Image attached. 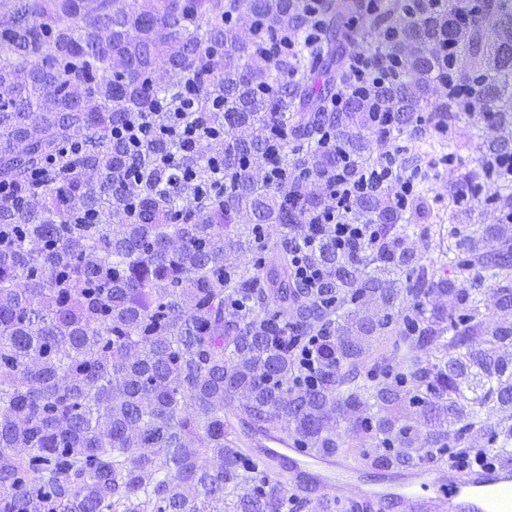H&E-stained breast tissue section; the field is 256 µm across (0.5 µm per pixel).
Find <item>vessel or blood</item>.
Listing matches in <instances>:
<instances>
[{"instance_id": "1", "label": "vessel or blood", "mask_w": 512, "mask_h": 512, "mask_svg": "<svg viewBox=\"0 0 512 512\" xmlns=\"http://www.w3.org/2000/svg\"><path fill=\"white\" fill-rule=\"evenodd\" d=\"M253 457L264 469L283 460L297 462L319 496L340 505L357 497L397 512H512V469L497 465L461 470L449 463L422 462L409 470L390 471L366 488L358 482L362 461L341 454L314 455L283 434L263 440Z\"/></svg>"}]
</instances>
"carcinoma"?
<instances>
[{
    "label": "carcinoma",
    "mask_w": 512,
    "mask_h": 512,
    "mask_svg": "<svg viewBox=\"0 0 512 512\" xmlns=\"http://www.w3.org/2000/svg\"><path fill=\"white\" fill-rule=\"evenodd\" d=\"M378 2L320 0L324 34L290 51L303 0H0V512H337L252 461L258 436L282 433L381 470L446 464L452 443L512 466L506 170L487 245L448 234L455 278L415 253L383 188L344 202L377 234L345 256L323 239L316 287L296 276L294 242L321 235L337 172L375 157L376 113L426 155L465 110L499 127L490 152L509 142L512 0H446L393 43L400 82L330 108L348 75L332 43L410 9ZM188 81L203 101L224 93L223 111L189 116L224 131L221 167L206 136L134 155L112 138L165 119ZM311 336L307 383L293 372ZM333 407L354 420L346 441Z\"/></svg>",
    "instance_id": "obj_1"
}]
</instances>
